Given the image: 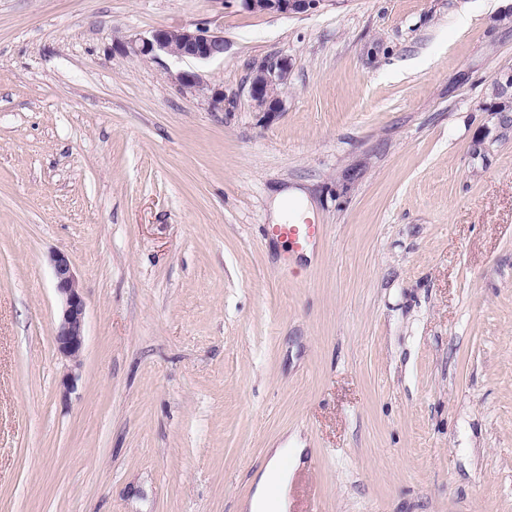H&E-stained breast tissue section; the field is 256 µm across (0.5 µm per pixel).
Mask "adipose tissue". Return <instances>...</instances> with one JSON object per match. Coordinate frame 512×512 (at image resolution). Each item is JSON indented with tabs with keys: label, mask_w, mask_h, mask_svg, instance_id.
<instances>
[{
	"label": "adipose tissue",
	"mask_w": 512,
	"mask_h": 512,
	"mask_svg": "<svg viewBox=\"0 0 512 512\" xmlns=\"http://www.w3.org/2000/svg\"><path fill=\"white\" fill-rule=\"evenodd\" d=\"M300 461V449H273L259 477L255 493L246 504L248 512H286L289 467Z\"/></svg>",
	"instance_id": "ef3b65f1"
}]
</instances>
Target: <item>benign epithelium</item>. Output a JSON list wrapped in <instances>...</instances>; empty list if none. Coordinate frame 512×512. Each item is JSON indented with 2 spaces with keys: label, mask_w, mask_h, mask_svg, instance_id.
Here are the masks:
<instances>
[{
  "label": "benign epithelium",
  "mask_w": 512,
  "mask_h": 512,
  "mask_svg": "<svg viewBox=\"0 0 512 512\" xmlns=\"http://www.w3.org/2000/svg\"><path fill=\"white\" fill-rule=\"evenodd\" d=\"M244 8L257 14L303 15L317 10L324 0H241ZM119 48L136 59H155L167 55L191 59L200 63L224 56V35L206 28L188 26L160 27L148 37L121 41ZM291 63L286 57H269L252 68L249 96L259 112H280L283 108V88L287 83ZM183 87L202 88L203 75L184 71L177 75ZM51 264L56 292L60 298V314L55 330L58 353L77 362L85 343L86 301L69 257L56 252Z\"/></svg>",
  "instance_id": "7a95c632"
}]
</instances>
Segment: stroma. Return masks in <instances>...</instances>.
Instances as JSON below:
<instances>
[{
  "label": "stroma",
  "instance_id": "stroma-1",
  "mask_svg": "<svg viewBox=\"0 0 512 512\" xmlns=\"http://www.w3.org/2000/svg\"><path fill=\"white\" fill-rule=\"evenodd\" d=\"M510 12L0 0V512H242L279 447L303 451L288 512H512ZM178 25L223 58L115 46ZM291 189L309 252L265 236ZM291 63L285 57H269L255 64L249 81V96L259 112H280L283 88ZM51 264L55 289L60 298L55 346L62 357L75 363L85 343L86 301L69 257L56 252L52 255Z\"/></svg>",
  "mask_w": 512,
  "mask_h": 512
}]
</instances>
